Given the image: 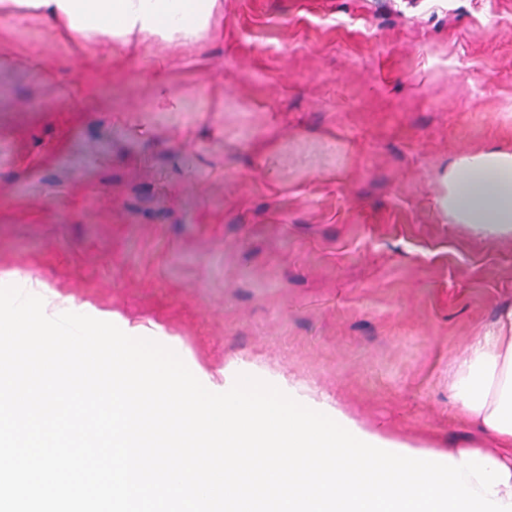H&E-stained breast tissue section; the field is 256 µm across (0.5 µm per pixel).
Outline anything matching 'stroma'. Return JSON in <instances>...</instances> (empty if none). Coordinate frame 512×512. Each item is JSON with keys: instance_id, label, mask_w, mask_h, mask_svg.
I'll return each instance as SVG.
<instances>
[{"instance_id": "stroma-1", "label": "stroma", "mask_w": 512, "mask_h": 512, "mask_svg": "<svg viewBox=\"0 0 512 512\" xmlns=\"http://www.w3.org/2000/svg\"><path fill=\"white\" fill-rule=\"evenodd\" d=\"M214 37L84 52L0 14V285L159 326L213 378L479 447L448 367L512 306V240L437 206L512 152V0H223ZM30 291V292H42L44 294V297H47L49 296V299L48 301H52L48 307H46V314L51 316V318H55L52 316V313H55L56 311H58V309H64V308H69L71 306V303H73L69 298H64V297H61L60 295H58L57 293H54V292H51V291H48L47 290V287L41 283L40 281H33V280H29L27 282V286L26 288L23 289V298L24 300L26 299V294L27 292ZM73 305L75 307H77L74 303ZM58 306V309L56 308ZM79 310V307H77ZM80 311V310H79ZM81 313L84 312L83 311H80ZM58 318H55L54 320L57 321Z\"/></svg>"}]
</instances>
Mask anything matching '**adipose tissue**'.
Segmentation results:
<instances>
[{
  "label": "adipose tissue",
  "mask_w": 512,
  "mask_h": 512,
  "mask_svg": "<svg viewBox=\"0 0 512 512\" xmlns=\"http://www.w3.org/2000/svg\"><path fill=\"white\" fill-rule=\"evenodd\" d=\"M222 6V0H0L1 13L38 10L68 36L91 48L109 45L118 58L145 41L181 46L205 40ZM439 203L453 223L512 239V153L460 158ZM451 390L466 417L493 441L480 456L512 470V307L454 359Z\"/></svg>",
  "instance_id": "adipose-tissue-1"
}]
</instances>
